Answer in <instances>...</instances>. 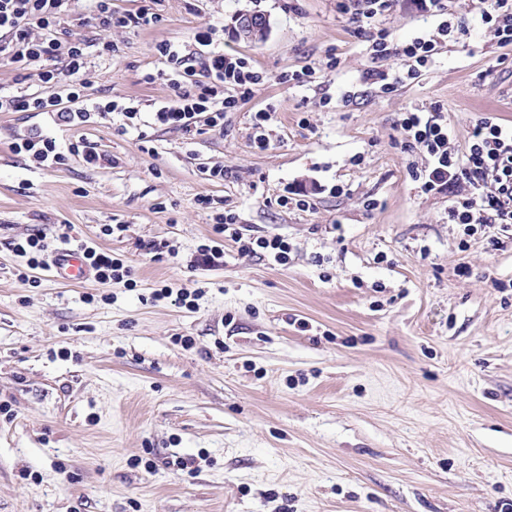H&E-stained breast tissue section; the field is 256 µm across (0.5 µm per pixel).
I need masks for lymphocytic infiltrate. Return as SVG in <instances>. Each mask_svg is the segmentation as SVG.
I'll return each instance as SVG.
<instances>
[{"instance_id":"lymphocytic-infiltrate-1","label":"lymphocytic infiltrate","mask_w":512,"mask_h":512,"mask_svg":"<svg viewBox=\"0 0 512 512\" xmlns=\"http://www.w3.org/2000/svg\"><path fill=\"white\" fill-rule=\"evenodd\" d=\"M68 0H0V32L8 39L0 44L11 63L20 67L37 65V89L32 93L0 95V112H48L58 124L77 126L109 112L130 121H141L136 107L117 99L86 100L89 47L86 40L61 41L56 31ZM396 0H358L354 22L366 36L373 59L398 57L401 73L392 75L378 68L366 70L362 79L389 94L399 85L417 79L438 53L450 32L467 35L471 27L485 30L499 46H512V0H478L470 19L448 20V0H414L415 7L437 19L429 33L403 43H395L383 19ZM196 49L171 41L159 42L156 52L164 68L160 74H146L145 82L162 77L170 94L151 113L150 124L169 126L190 135L198 125L223 128L227 113L251 99L263 78L245 58L223 51L213 44L211 30L195 36ZM404 147L419 151L426 163L413 169L426 193H455L448 209L450 223L463 225L466 235L482 228L499 227L494 246H502L503 233L512 231V124H501L497 116L484 114L477 119L463 146L451 143L447 119L442 110L406 112L399 120ZM12 149L41 166L63 164L67 154L81 156L91 167L102 165L106 157L86 139L60 148L56 140L39 129H29L15 138ZM199 208L211 211L218 233L198 248L202 262L223 256L222 238H230L244 255L272 258L287 264L290 245L280 236H254L243 233L233 210L218 207L216 199L198 197Z\"/></svg>"}]
</instances>
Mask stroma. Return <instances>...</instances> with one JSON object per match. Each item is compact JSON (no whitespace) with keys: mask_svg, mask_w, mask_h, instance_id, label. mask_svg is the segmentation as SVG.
<instances>
[{"mask_svg":"<svg viewBox=\"0 0 512 512\" xmlns=\"http://www.w3.org/2000/svg\"><path fill=\"white\" fill-rule=\"evenodd\" d=\"M142 8L155 26L102 32L90 0H70L63 38L114 46L91 58L89 99L151 110L168 96L143 80L162 68L156 44L208 27L265 81L190 137L0 112V512H512V248L449 223L452 195L422 192L410 168L425 158L398 125L440 104L460 144L480 114L512 122V46L449 37L383 94L362 80L374 62L341 0H112ZM243 13L265 19L262 39L238 38ZM383 24L398 42L435 27L411 0ZM309 67L312 81L280 80ZM32 126L108 162L41 167L11 149ZM217 164L224 180L208 177ZM288 190L310 209L279 206ZM201 195L287 239V265L230 241L200 265L215 235ZM37 232L123 259L130 282L30 268L14 245ZM164 286L198 290L194 307L153 299ZM189 456L194 472L170 468ZM67 152L69 154L81 155L83 161L90 167L100 166L102 163L108 162L106 155L100 153L94 143L83 138L70 142L67 146Z\"/></svg>","mask_w":512,"mask_h":512,"instance_id":"obj_1","label":"stroma"}]
</instances>
